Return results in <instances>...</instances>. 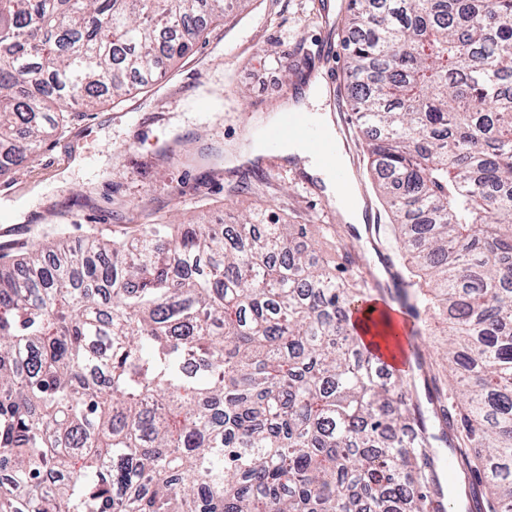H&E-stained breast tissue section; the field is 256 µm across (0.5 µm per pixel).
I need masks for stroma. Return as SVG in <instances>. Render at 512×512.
I'll return each mask as SVG.
<instances>
[{
	"label": "stroma",
	"mask_w": 512,
	"mask_h": 512,
	"mask_svg": "<svg viewBox=\"0 0 512 512\" xmlns=\"http://www.w3.org/2000/svg\"><path fill=\"white\" fill-rule=\"evenodd\" d=\"M347 0H256L252 8L195 44L164 84L119 105L75 110L62 134L0 177V263L66 232L72 247L96 235L121 241L168 220L223 223L228 211L270 209L287 224L311 225L327 258L342 223L326 192H315L301 162L242 161L241 129L269 122L302 85L286 79L303 54L345 76ZM206 100L208 111L194 107ZM26 208L24 223L14 221Z\"/></svg>",
	"instance_id": "stroma-1"
}]
</instances>
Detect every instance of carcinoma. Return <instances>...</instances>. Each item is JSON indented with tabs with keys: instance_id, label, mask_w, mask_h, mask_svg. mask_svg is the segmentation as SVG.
<instances>
[{
	"instance_id": "1",
	"label": "carcinoma",
	"mask_w": 512,
	"mask_h": 512,
	"mask_svg": "<svg viewBox=\"0 0 512 512\" xmlns=\"http://www.w3.org/2000/svg\"><path fill=\"white\" fill-rule=\"evenodd\" d=\"M253 0H0V172L189 56ZM350 100L446 378L400 397L349 310L380 290L337 238L264 213L153 224L94 257L0 265V512H512V0H348ZM428 318V321L431 322L432 324V330L434 331L435 335L427 336L425 344L423 345L422 349L427 354H430L432 358L437 361V364H439L440 369L442 368V366H445V368L448 369V365H446L441 360V355L446 349V339L448 338V336H443V333H440L442 331L443 325L441 324V320L439 319L438 315H435L434 318H431V315H429Z\"/></svg>"
}]
</instances>
